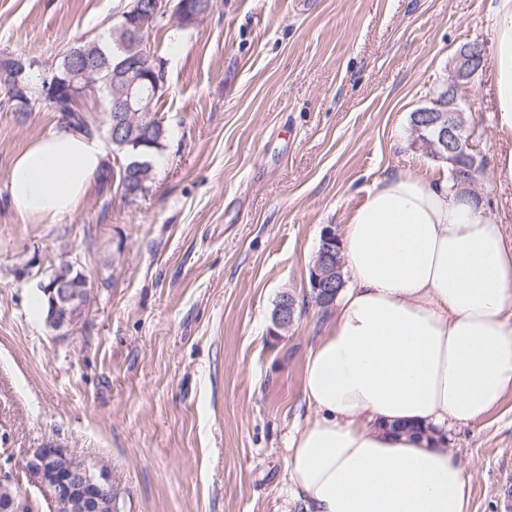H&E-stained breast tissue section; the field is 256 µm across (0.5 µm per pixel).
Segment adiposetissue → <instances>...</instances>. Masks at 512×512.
Here are the masks:
<instances>
[{
  "instance_id": "1",
  "label": "adipose tissue",
  "mask_w": 512,
  "mask_h": 512,
  "mask_svg": "<svg viewBox=\"0 0 512 512\" xmlns=\"http://www.w3.org/2000/svg\"><path fill=\"white\" fill-rule=\"evenodd\" d=\"M491 36L495 176L512 184V0H494ZM105 157L58 127L14 160L13 207L34 224L70 212ZM341 247L349 280L303 371L315 416L288 441L293 491L305 512H468L444 432L512 392V241L447 179L397 173L368 190Z\"/></svg>"
}]
</instances>
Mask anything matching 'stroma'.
I'll return each mask as SVG.
<instances>
[{"label":"stroma","mask_w":512,"mask_h":512,"mask_svg":"<svg viewBox=\"0 0 512 512\" xmlns=\"http://www.w3.org/2000/svg\"><path fill=\"white\" fill-rule=\"evenodd\" d=\"M130 0H0V55L54 64L119 22ZM490 0H212L192 26L148 42L165 68L166 147L144 194L92 181L70 213L24 222L8 171L61 126L48 103L0 107V475L48 512L25 474L56 444L112 472L122 512H304L285 465L312 419L303 369L328 320L311 307L272 335L283 292L303 299L323 227L343 232L373 183L445 164L411 115L448 79L463 43L491 44ZM492 59L458 88L472 186L512 237V185L485 93ZM69 261L89 305L52 329L41 287ZM469 512H512V393L452 424Z\"/></svg>","instance_id":"stroma-1"}]
</instances>
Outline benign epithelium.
<instances>
[{"label": "benign epithelium", "instance_id": "7a95c632", "mask_svg": "<svg viewBox=\"0 0 512 512\" xmlns=\"http://www.w3.org/2000/svg\"><path fill=\"white\" fill-rule=\"evenodd\" d=\"M132 46L124 49L125 57L112 65V84L118 91L112 95L114 115L112 139L124 137V130L135 120H146V104L151 99L143 97L144 92L154 96L160 85L155 79L152 61L155 56L147 41L139 37L140 30H132ZM485 44L468 42L461 45L455 54L454 63L459 84L473 82L483 68ZM72 57L78 61L77 79L70 82L76 94L86 97L95 93L90 77L99 70V57L94 44L75 48ZM437 145L455 155L472 149L470 140L464 139L459 130L451 126H436ZM338 238L331 226L322 232L321 248L310 269V287L324 302L336 295V283L341 275L343 261ZM81 273L75 272V265L69 262L54 269L41 291L48 303L46 322L57 331H69L77 322L72 308L83 303L88 291L79 284ZM297 300L289 292L281 294V303L276 309L272 323L273 332L286 330L295 322ZM25 471L31 483L43 493L49 512H121L120 505L112 495V475L104 467H91L78 459L68 449L47 445L32 448L27 452ZM10 478L0 477V512H31L30 501L19 490H13Z\"/></svg>", "mask_w": 512, "mask_h": 512}]
</instances>
